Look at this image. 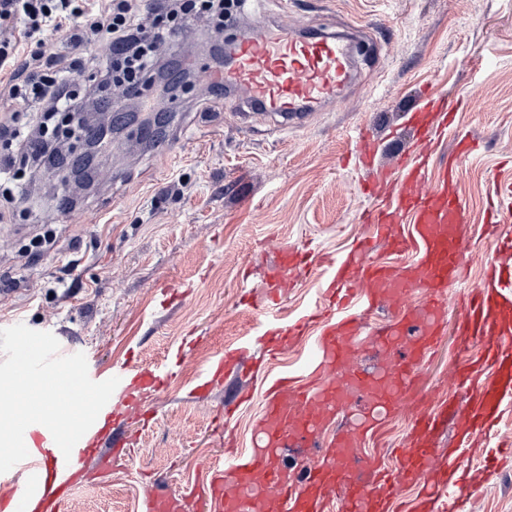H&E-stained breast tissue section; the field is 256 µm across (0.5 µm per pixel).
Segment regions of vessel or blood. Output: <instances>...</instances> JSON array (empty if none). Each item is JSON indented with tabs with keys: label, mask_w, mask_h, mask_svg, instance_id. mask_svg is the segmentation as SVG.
<instances>
[{
	"label": "vessel or blood",
	"mask_w": 512,
	"mask_h": 512,
	"mask_svg": "<svg viewBox=\"0 0 512 512\" xmlns=\"http://www.w3.org/2000/svg\"><path fill=\"white\" fill-rule=\"evenodd\" d=\"M234 60L224 70L226 87L240 91L248 107L274 118L277 128L300 123L312 104L335 98L351 76L352 50L343 39L303 35L276 24L254 29L233 44ZM424 111L438 113L435 123L417 127L420 140L431 142L447 133L451 113L441 100H427ZM358 160L375 167L378 181L391 170L403 176V189L383 208L364 213L365 235L346 253L329 261L323 271L327 291L314 310L325 325L314 344L317 380L293 384L280 379L267 396L255 422L257 440L247 453L213 472L196 501L197 512H388L402 486L418 490L415 512H463L478 485L499 471V461L512 458V446L490 449L479 469L463 467L469 446L490 432L506 411L512 410V242L503 243L489 260L488 275L476 285L463 275L460 229L465 206L453 189L454 170L428 192L424 155L395 154L390 168H376L368 134L357 137ZM491 201L501 217H512V181H494ZM412 216L413 233L396 234L392 222L401 212ZM402 251L417 246V263L400 270L375 262L377 242ZM287 281L312 273V263L299 252L281 259ZM457 292L461 310L447 318L449 292ZM394 307L397 315L387 325L375 323L376 313ZM451 332L462 355L451 371L454 390L435 401L416 396L419 373L444 332ZM413 336L409 356L378 370L356 369L342 376L362 338L392 346L400 337ZM124 406L139 404L141 394L162 385L160 367L127 365L118 371ZM357 394L369 405L353 426L325 437L326 426L346 415L347 399ZM414 413L413 426L395 455L398 467L359 457L353 444L374 435L401 409ZM454 421L457 446L440 451L434 440L447 421ZM24 440L46 449L36 461L29 481H18L14 471L0 473V485L9 488L13 512H22L32 495L61 506L62 482L90 459V435L63 456L48 429L27 428ZM321 442L325 455L310 462L302 479L290 472L283 450ZM184 495L173 489L160 495L147 489L144 512H180Z\"/></svg>",
	"instance_id": "1"
}]
</instances>
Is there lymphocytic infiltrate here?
Instances as JSON below:
<instances>
[{"label":"lymphocytic infiltrate","instance_id":"lymphocytic-infiltrate-1","mask_svg":"<svg viewBox=\"0 0 512 512\" xmlns=\"http://www.w3.org/2000/svg\"><path fill=\"white\" fill-rule=\"evenodd\" d=\"M242 0H154L150 16L140 0H0V20L15 21L19 35H0V99L30 104L35 122L11 115L0 122V200L20 198L29 179L55 154L59 130L84 135L78 117L87 101L105 87L136 92L155 85L171 93L162 74L163 48L201 17L223 34ZM59 35L58 52L46 35ZM110 53L95 59L89 44Z\"/></svg>","mask_w":512,"mask_h":512}]
</instances>
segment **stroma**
Listing matches in <instances>:
<instances>
[{"label": "stroma", "instance_id": "obj_1", "mask_svg": "<svg viewBox=\"0 0 512 512\" xmlns=\"http://www.w3.org/2000/svg\"><path fill=\"white\" fill-rule=\"evenodd\" d=\"M254 13L225 25L227 38L288 22L297 31L357 32L368 49L335 99L301 124L279 131L242 121L240 96L216 88L205 72L212 39L204 22L178 43L193 78L165 103L162 128L132 118L98 156L99 176L80 191L75 214L56 201L65 170L45 175L0 223V329L22 323L51 332L59 353H84L89 372L106 375L133 361L168 364V384L147 400L149 427L135 417L109 424L113 440L137 433L130 461L109 469L88 462L61 512H141L152 477L194 496L226 449L251 448L268 380L308 374L315 332L269 357L260 376L225 371L205 395L202 369L254 335L249 305L278 293L281 323L307 315L321 277L281 287L273 272L281 248L313 258L347 251L363 232L375 200L369 170L356 165L355 136L367 132L384 164L413 143L410 120L422 94L458 101L453 129L428 165L437 184L456 164L466 207L465 275L479 282L512 223L487 235L489 180L512 181V0H254ZM480 152L456 155L459 138ZM55 237L41 259L31 238ZM455 346L443 337L421 379L447 397ZM467 512H512V470L482 485Z\"/></svg>", "mask_w": 512, "mask_h": 512}]
</instances>
